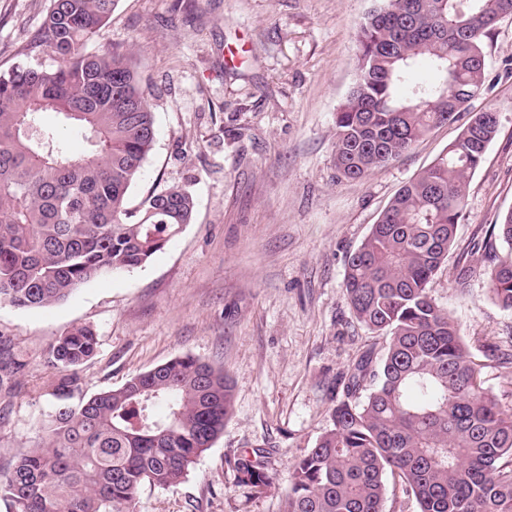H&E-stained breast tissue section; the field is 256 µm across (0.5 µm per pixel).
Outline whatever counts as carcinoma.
I'll list each match as a JSON object with an SVG mask.
<instances>
[{"instance_id": "1", "label": "carcinoma", "mask_w": 512, "mask_h": 512, "mask_svg": "<svg viewBox=\"0 0 512 512\" xmlns=\"http://www.w3.org/2000/svg\"><path fill=\"white\" fill-rule=\"evenodd\" d=\"M115 2L51 0L30 51L56 67L0 72L1 303H61L100 274L142 266L192 221L193 197L175 186L130 206L155 141L148 91L124 53L84 52ZM511 14L512 0H376L336 112L337 178H364L454 119L482 89L483 38ZM422 65L432 79L415 80ZM61 128L89 151L72 154ZM497 132L495 113L471 117L349 257L350 311L387 346L341 377L344 400L294 464L283 512H385L390 476L419 512H512V413L483 387L429 292L465 219L469 175ZM489 291L512 310V253L491 270ZM98 346L87 326L51 345L54 409L41 446L0 467L6 512H135L141 487L178 483L224 433L234 395L223 370L175 357L87 398L79 370ZM234 468L238 485L271 487L260 450L237 455Z\"/></svg>"}]
</instances>
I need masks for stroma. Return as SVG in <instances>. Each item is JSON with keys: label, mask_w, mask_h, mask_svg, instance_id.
Instances as JSON below:
<instances>
[{"label": "stroma", "mask_w": 512, "mask_h": 512, "mask_svg": "<svg viewBox=\"0 0 512 512\" xmlns=\"http://www.w3.org/2000/svg\"><path fill=\"white\" fill-rule=\"evenodd\" d=\"M51 0H0V71L25 60ZM373 0H117L104 41L127 53L150 96L156 138L131 204L177 185L196 202L145 265L104 273L44 308L0 303V349L24 368L0 386V466L36 447L54 401L48 351L92 327L80 370L91 396L190 355L224 369L234 408L224 433L181 482L142 487L137 512H281L292 467L331 424L340 377L383 347L350 313L344 277L397 191L454 142L471 113L499 130L469 178L466 217L430 284L485 388L512 413V311L491 299L488 271L508 247L512 210V17L484 41L480 95L406 154L360 181L338 180L335 117L355 80L357 39ZM260 448L273 476L239 486L233 459Z\"/></svg>", "instance_id": "1"}]
</instances>
